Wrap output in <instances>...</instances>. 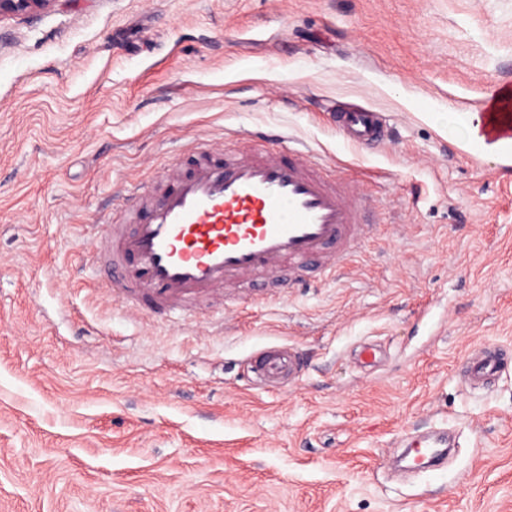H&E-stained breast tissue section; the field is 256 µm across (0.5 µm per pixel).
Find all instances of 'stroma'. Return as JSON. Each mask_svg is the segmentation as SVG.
Instances as JSON below:
<instances>
[{
    "label": "stroma",
    "instance_id": "1",
    "mask_svg": "<svg viewBox=\"0 0 512 512\" xmlns=\"http://www.w3.org/2000/svg\"><path fill=\"white\" fill-rule=\"evenodd\" d=\"M512 88V0H54L0 21V512H512V163L453 119ZM386 118L343 142L336 107ZM306 143L374 227L335 279L175 321L102 290L92 228L193 140ZM378 350L362 365L361 345ZM306 359L282 390L243 363ZM506 350L485 389L458 368ZM453 428L447 470L388 476Z\"/></svg>",
    "mask_w": 512,
    "mask_h": 512
}]
</instances>
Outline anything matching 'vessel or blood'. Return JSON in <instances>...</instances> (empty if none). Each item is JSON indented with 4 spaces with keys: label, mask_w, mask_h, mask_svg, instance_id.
<instances>
[{
    "label": "vessel or blood",
    "mask_w": 512,
    "mask_h": 512,
    "mask_svg": "<svg viewBox=\"0 0 512 512\" xmlns=\"http://www.w3.org/2000/svg\"><path fill=\"white\" fill-rule=\"evenodd\" d=\"M351 140H381V113L362 106L336 117ZM122 224L105 225L94 241L111 268L114 297L136 311L178 317L186 304L251 282L269 288L314 274L334 277L368 230L369 203L349 181L329 173L306 149L255 145L246 155L196 147L192 160L172 161L159 180L128 192ZM503 349L470 353L461 373L481 389L501 371ZM250 380L284 387L300 375L288 347H271L247 360ZM417 467L440 464L451 438L432 432L409 441Z\"/></svg>",
    "instance_id": "vessel-or-blood-1"
}]
</instances>
